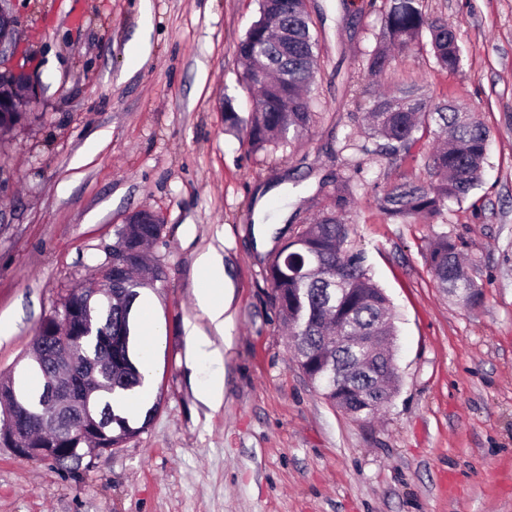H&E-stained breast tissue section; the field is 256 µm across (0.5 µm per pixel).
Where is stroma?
Segmentation results:
<instances>
[{
    "label": "stroma",
    "instance_id": "35a3bbf8",
    "mask_svg": "<svg viewBox=\"0 0 512 512\" xmlns=\"http://www.w3.org/2000/svg\"><path fill=\"white\" fill-rule=\"evenodd\" d=\"M41 104L0 136V377H23L42 321L72 289L96 287L116 230L139 210L164 222L150 248L166 276L141 288L131 348L146 364V429L76 465L0 448V512H512V0H424L457 31L462 63L427 41L366 71L381 15L368 0H309L318 36L299 142L252 150L224 123L254 97L236 45L258 0H10ZM415 85L478 115L491 133L481 183L440 225L378 205L426 184L433 143L362 154L356 117L372 85ZM349 179L347 219L396 327V393L371 419L332 406L299 369L271 300L260 226L281 246ZM264 210H256L258 194ZM459 244L482 287L471 310L437 288L423 254L435 232ZM217 249L231 295L224 401L196 396L212 367L186 361V324L209 330L199 254Z\"/></svg>",
    "mask_w": 512,
    "mask_h": 512
}]
</instances>
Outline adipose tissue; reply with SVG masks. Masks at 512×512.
Here are the masks:
<instances>
[{
  "mask_svg": "<svg viewBox=\"0 0 512 512\" xmlns=\"http://www.w3.org/2000/svg\"><path fill=\"white\" fill-rule=\"evenodd\" d=\"M199 267L209 280L210 285L197 292L196 303L208 319L213 332L208 335L201 332L196 326L188 327L187 359L192 363L205 359L215 364V371L208 384L200 389L198 397L209 407L216 409L222 405L224 399V373L222 371L224 352L217 347L213 339L214 334L224 331V314L228 308L223 294L216 287L217 282L224 279V260L217 251L212 250L201 256Z\"/></svg>",
  "mask_w": 512,
  "mask_h": 512,
  "instance_id": "adipose-tissue-1",
  "label": "adipose tissue"
}]
</instances>
